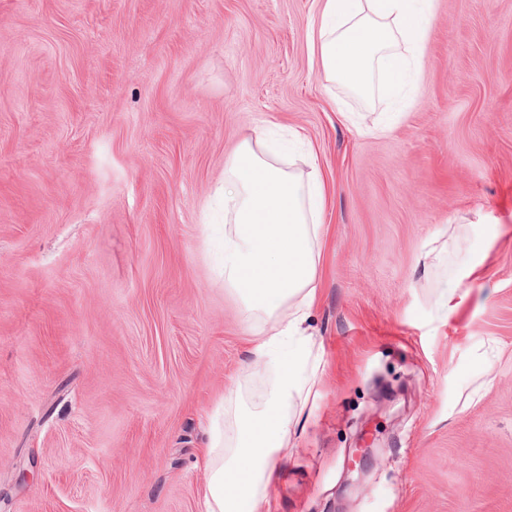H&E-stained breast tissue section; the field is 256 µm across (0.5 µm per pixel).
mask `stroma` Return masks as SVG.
Wrapping results in <instances>:
<instances>
[{
    "mask_svg": "<svg viewBox=\"0 0 512 512\" xmlns=\"http://www.w3.org/2000/svg\"><path fill=\"white\" fill-rule=\"evenodd\" d=\"M317 22L0 0V512H206V415L254 339L215 190L261 129L334 185L321 394L270 512H512V0H433L392 103L323 80Z\"/></svg>",
    "mask_w": 512,
    "mask_h": 512,
    "instance_id": "35a3bbf8",
    "label": "stroma"
}]
</instances>
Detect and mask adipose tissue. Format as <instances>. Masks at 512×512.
I'll list each match as a JSON object with an SVG mask.
<instances>
[{
  "mask_svg": "<svg viewBox=\"0 0 512 512\" xmlns=\"http://www.w3.org/2000/svg\"><path fill=\"white\" fill-rule=\"evenodd\" d=\"M431 0H320L311 51L327 81L364 90L379 73L388 94L423 65ZM220 275L244 306L256 341L244 377L264 375L256 404L223 396L200 451L206 512H268L269 490L297 420L319 395L322 344L307 327L325 234L329 187L274 164L244 139L225 164Z\"/></svg>",
  "mask_w": 512,
  "mask_h": 512,
  "instance_id": "ef3b65f1",
  "label": "adipose tissue"
}]
</instances>
